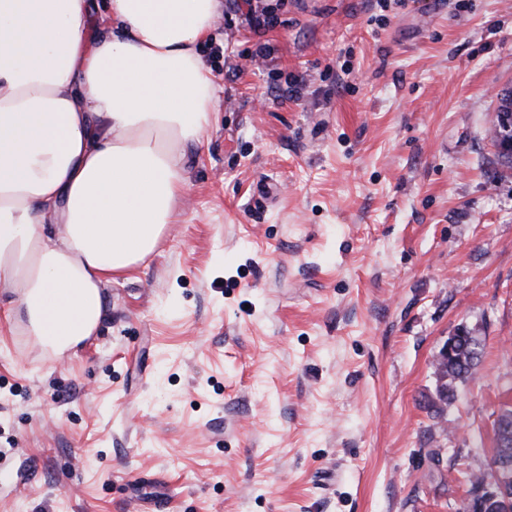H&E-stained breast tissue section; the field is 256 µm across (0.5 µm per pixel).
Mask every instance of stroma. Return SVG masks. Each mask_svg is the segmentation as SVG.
Instances as JSON below:
<instances>
[{
  "instance_id": "stroma-1",
  "label": "stroma",
  "mask_w": 512,
  "mask_h": 512,
  "mask_svg": "<svg viewBox=\"0 0 512 512\" xmlns=\"http://www.w3.org/2000/svg\"><path fill=\"white\" fill-rule=\"evenodd\" d=\"M222 0L189 189L52 361L0 318V512H461L512 407V0ZM482 339L442 417L434 357ZM506 106L502 101L498 100L497 112H500L497 118V127L490 131V138L496 151L504 158H512V137H510V130H512V114L505 112Z\"/></svg>"
}]
</instances>
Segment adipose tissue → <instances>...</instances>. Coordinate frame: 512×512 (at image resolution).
I'll return each instance as SVG.
<instances>
[{
  "label": "adipose tissue",
  "instance_id": "obj_1",
  "mask_svg": "<svg viewBox=\"0 0 512 512\" xmlns=\"http://www.w3.org/2000/svg\"><path fill=\"white\" fill-rule=\"evenodd\" d=\"M113 34L92 35L96 11ZM220 0H0V313L59 356L154 253L219 87Z\"/></svg>",
  "mask_w": 512,
  "mask_h": 512
}]
</instances>
